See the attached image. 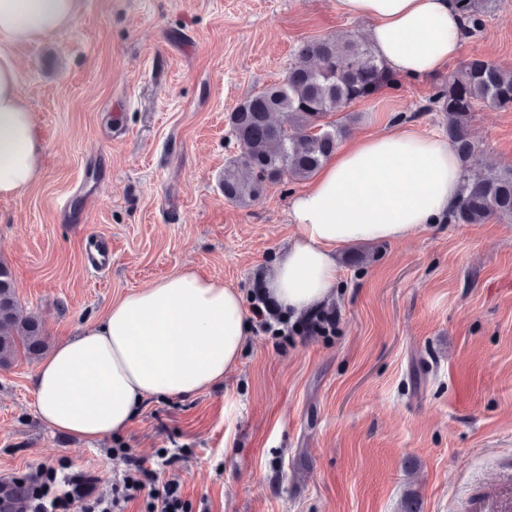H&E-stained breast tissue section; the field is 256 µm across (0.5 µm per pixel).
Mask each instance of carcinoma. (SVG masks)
Masks as SVG:
<instances>
[{"instance_id": "1", "label": "carcinoma", "mask_w": 512, "mask_h": 512, "mask_svg": "<svg viewBox=\"0 0 512 512\" xmlns=\"http://www.w3.org/2000/svg\"><path fill=\"white\" fill-rule=\"evenodd\" d=\"M467 33L482 29L498 0H458ZM399 85L370 42L349 38L303 43L281 81L245 99L229 115L238 154L225 166L224 199L241 207L255 203L268 181L314 177L334 154L346 125L330 116L350 104L371 99ZM428 109L438 112L462 169L475 152L470 121L477 106L512 108V71L471 57L437 83ZM274 113L284 115L274 123ZM512 223V169H489L472 179L464 175L462 195L448 215L453 224ZM47 338L39 320L23 313L13 275L0 263V368L17 356L35 360Z\"/></svg>"}]
</instances>
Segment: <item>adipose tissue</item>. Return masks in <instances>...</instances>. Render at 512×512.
I'll list each match as a JSON object with an SVG mask.
<instances>
[{
  "label": "adipose tissue",
  "instance_id": "ef3b65f1",
  "mask_svg": "<svg viewBox=\"0 0 512 512\" xmlns=\"http://www.w3.org/2000/svg\"><path fill=\"white\" fill-rule=\"evenodd\" d=\"M79 0H0V196L28 188L44 144L21 96L16 52L71 22ZM398 74L435 73L457 56L464 20L454 0H338ZM462 168L447 139L410 128L345 145L291 201L297 235L268 275L285 314L321 304L339 280L336 249L396 241L439 223ZM249 326L243 296L182 269L114 301L94 326L60 341L39 366L36 407L51 430L87 440L124 431L150 397L190 398L236 369Z\"/></svg>",
  "mask_w": 512,
  "mask_h": 512
}]
</instances>
